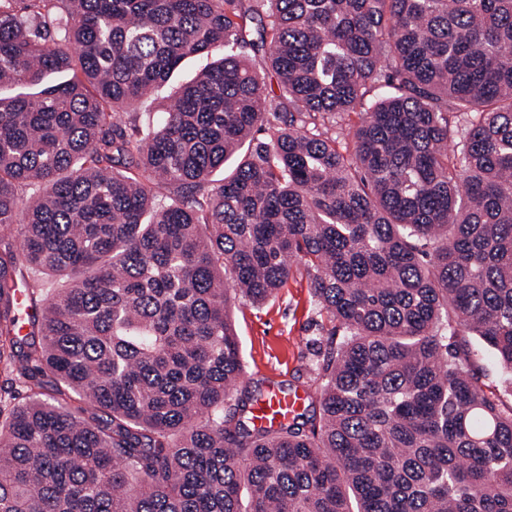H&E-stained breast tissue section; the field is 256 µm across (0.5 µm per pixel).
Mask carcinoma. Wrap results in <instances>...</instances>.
<instances>
[{"mask_svg": "<svg viewBox=\"0 0 512 512\" xmlns=\"http://www.w3.org/2000/svg\"><path fill=\"white\" fill-rule=\"evenodd\" d=\"M14 228L0 512H512V0H0ZM294 262L331 330L262 427L230 308ZM475 344L481 349V353L474 359L471 373L478 378L479 385L490 397L498 400L502 407L509 408L512 406V392L506 390L500 382L493 351L481 347L479 342Z\"/></svg>", "mask_w": 512, "mask_h": 512, "instance_id": "cac0c4a2", "label": "carcinoma"}]
</instances>
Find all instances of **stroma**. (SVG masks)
<instances>
[{
	"label": "stroma",
	"instance_id": "1",
	"mask_svg": "<svg viewBox=\"0 0 512 512\" xmlns=\"http://www.w3.org/2000/svg\"><path fill=\"white\" fill-rule=\"evenodd\" d=\"M231 315L245 380L267 379L315 391L309 364L318 343L326 341L330 325L316 310L302 266H294L277 298L260 307L235 303Z\"/></svg>",
	"mask_w": 512,
	"mask_h": 512
}]
</instances>
